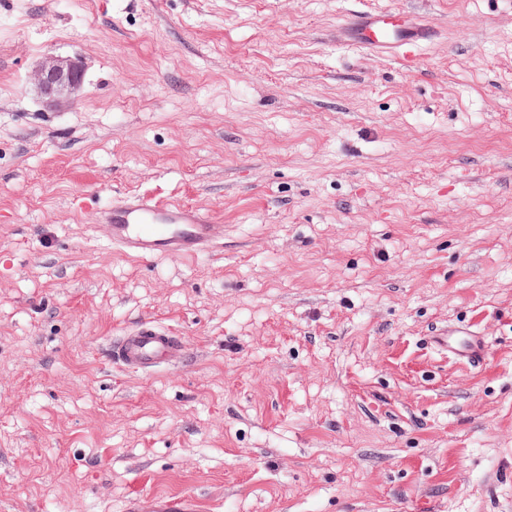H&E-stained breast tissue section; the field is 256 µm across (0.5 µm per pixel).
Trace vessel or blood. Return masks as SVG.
<instances>
[{
	"mask_svg": "<svg viewBox=\"0 0 512 512\" xmlns=\"http://www.w3.org/2000/svg\"><path fill=\"white\" fill-rule=\"evenodd\" d=\"M341 38L379 52L407 55L430 40L435 29L424 19L403 11H363L340 27ZM113 248L149 259L165 256L195 257L224 239V227L201 209L150 196L116 198L100 213ZM180 337L153 323H145L114 343L111 358L134 372H151L181 358ZM128 512H203V502L193 494H154L149 503L134 498Z\"/></svg>",
	"mask_w": 512,
	"mask_h": 512,
	"instance_id": "1",
	"label": "vessel or blood"
}]
</instances>
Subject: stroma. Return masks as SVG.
<instances>
[{"mask_svg":"<svg viewBox=\"0 0 512 512\" xmlns=\"http://www.w3.org/2000/svg\"><path fill=\"white\" fill-rule=\"evenodd\" d=\"M399 9L413 60L336 38ZM49 54L84 66L57 110ZM134 193L223 243L114 251ZM145 321L183 357L113 364ZM157 492L512 512V0H0V512ZM83 70L78 61L59 56H47L33 74L48 108H56L75 100L83 84Z\"/></svg>","mask_w":512,"mask_h":512,"instance_id":"stroma-1","label":"stroma"}]
</instances>
